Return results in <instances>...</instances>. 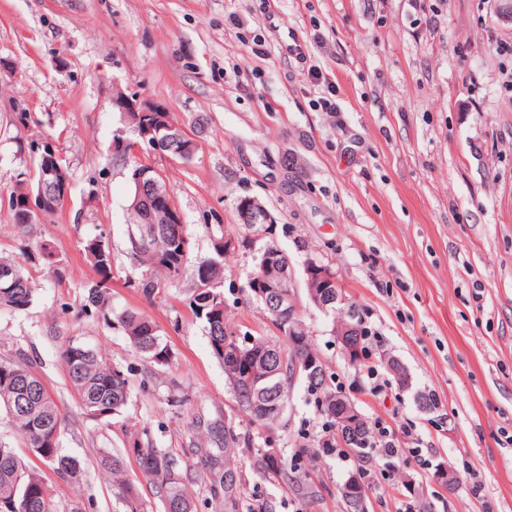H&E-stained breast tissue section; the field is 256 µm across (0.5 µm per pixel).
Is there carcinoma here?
<instances>
[{
	"mask_svg": "<svg viewBox=\"0 0 512 512\" xmlns=\"http://www.w3.org/2000/svg\"><path fill=\"white\" fill-rule=\"evenodd\" d=\"M124 128L136 132L135 139L146 135L147 141L158 143L161 150L176 137L180 124L168 112L141 116L126 112L121 118ZM34 152L31 178L8 196V206L14 223L29 232L40 222L30 217L29 196L40 193L51 195L60 185H70L71 175L65 157L45 158ZM142 169L149 177L133 184L129 202V244L127 259L139 271L135 285L151 301L161 293L165 282L179 280L186 269L191 248V238L186 225L169 222L166 215L153 212L152 224L143 223L146 211L152 206L153 190L149 178L154 176L151 167ZM243 235L238 246L256 248L253 274L247 278L244 290L262 303L264 312L277 330L276 336H239L224 322V225L208 224L211 241L208 255L197 262L195 287L188 297V306L206 325L209 343L214 356L224 366V375L241 410L246 412L248 423L244 428L224 426V444L234 443L252 458L253 469L265 481L291 485L300 490L308 489L280 454L263 440L257 445L261 432L271 431L280 423L288 392L296 382H302L315 395L318 412L328 426H336V394L332 379L326 377L320 360L313 357L308 330L299 311L293 307L278 312L262 302L260 293L265 288L257 285L262 266L268 262L291 270L288 254L277 242L278 225H272V235L258 242L248 238L249 225L242 224ZM86 257L97 274V280L87 287L84 311L107 314L109 290L112 281L121 279L122 268L109 245L99 236L86 242ZM14 269L15 278L8 284L0 283V309L24 310L35 293L30 277L14 260L0 257V267ZM116 320L129 344L150 362L164 366L171 352L160 334L158 326L148 315L125 310ZM355 346L347 355L349 365H365L367 350L364 338L357 335ZM61 357L65 363L69 382L86 415L100 421L122 416L129 399V381L125 373L104 361L95 351L78 343L64 346ZM6 413L16 432L25 441L29 451L53 467L57 477L71 484L80 483V461L63 452L61 437L66 420L54 396L24 354L14 360H0V413ZM370 423L361 418L355 428L343 435L342 442L357 460L368 457ZM135 458L146 480L152 484L164 503L165 512H197L195 504V478L188 469L181 468L177 457L169 451L150 443L135 440L129 447L96 459L98 470L112 481L115 494L122 501L123 512H148L145 502L134 482L125 475L126 460ZM0 512H59L53 490L42 476L29 468L15 449L0 443Z\"/></svg>",
	"mask_w": 512,
	"mask_h": 512,
	"instance_id": "obj_1",
	"label": "carcinoma"
}]
</instances>
